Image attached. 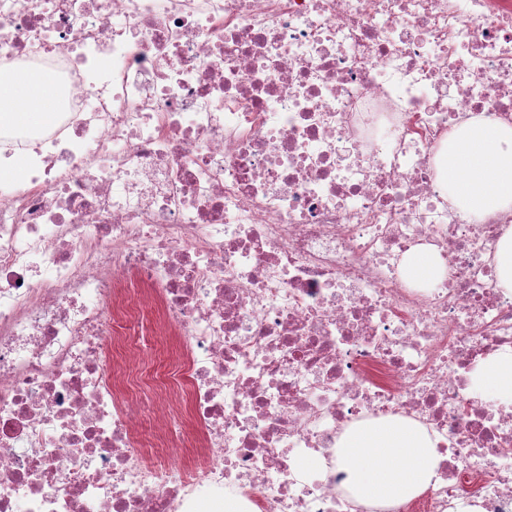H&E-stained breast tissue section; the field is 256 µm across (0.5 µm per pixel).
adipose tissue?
Returning <instances> with one entry per match:
<instances>
[{
  "label": "adipose tissue",
  "mask_w": 512,
  "mask_h": 512,
  "mask_svg": "<svg viewBox=\"0 0 512 512\" xmlns=\"http://www.w3.org/2000/svg\"><path fill=\"white\" fill-rule=\"evenodd\" d=\"M56 107L57 92L48 74L21 69L0 78L1 124L45 126ZM448 140L439 178L451 201L477 219L492 210H512V127L479 119ZM472 392L512 404V352L482 362L473 376ZM336 455L345 464L347 488L379 502L423 492L441 460L428 434L394 421L353 426L337 441Z\"/></svg>",
  "instance_id": "ef3b65f1"
}]
</instances>
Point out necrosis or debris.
Instances as JSON below:
<instances>
[{
	"label": "necrosis or debris",
	"mask_w": 512,
	"mask_h": 512,
	"mask_svg": "<svg viewBox=\"0 0 512 512\" xmlns=\"http://www.w3.org/2000/svg\"><path fill=\"white\" fill-rule=\"evenodd\" d=\"M21 68L59 110L0 125L30 160L0 176V512H512V405L471 392L512 349V212L437 172L453 128L512 124V0H0ZM142 321L173 371L112 367ZM147 391L188 430L144 441ZM381 419L442 456L385 506L336 459ZM497 288L512 292V227L503 234L496 256ZM407 278L419 282H433L440 277L441 265L437 257L429 252L411 253L405 263Z\"/></svg>",
	"instance_id": "necrosis-or-debris-1"
}]
</instances>
